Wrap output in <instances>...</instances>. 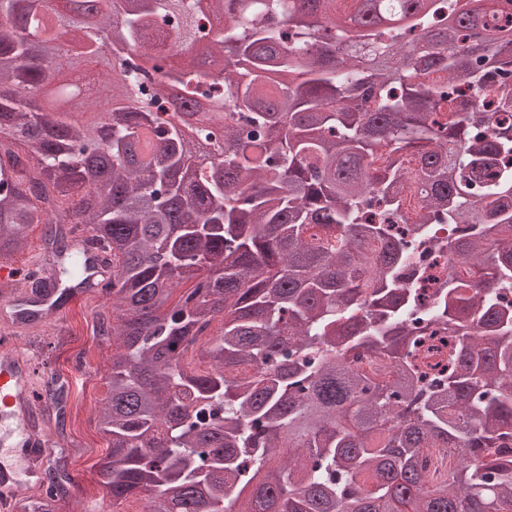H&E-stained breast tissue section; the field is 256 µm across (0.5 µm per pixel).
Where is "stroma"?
<instances>
[{
  "mask_svg": "<svg viewBox=\"0 0 512 512\" xmlns=\"http://www.w3.org/2000/svg\"><path fill=\"white\" fill-rule=\"evenodd\" d=\"M106 298L68 301L59 316L43 328H32L16 337L17 350L41 371L66 379L69 400L64 422H57L54 408H47L41 431L53 447L63 448L73 478L60 503V512H125L113 503L102 483L98 463L108 452V440L99 431L96 412L107 395L106 376L113 345L99 339L96 325L110 311Z\"/></svg>",
  "mask_w": 512,
  "mask_h": 512,
  "instance_id": "35a3bbf8",
  "label": "stroma"
}]
</instances>
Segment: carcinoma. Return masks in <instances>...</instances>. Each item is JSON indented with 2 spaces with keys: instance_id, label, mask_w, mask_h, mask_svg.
<instances>
[{
  "instance_id": "1",
  "label": "carcinoma",
  "mask_w": 512,
  "mask_h": 512,
  "mask_svg": "<svg viewBox=\"0 0 512 512\" xmlns=\"http://www.w3.org/2000/svg\"><path fill=\"white\" fill-rule=\"evenodd\" d=\"M220 18L201 27V9ZM406 14L383 24L379 13ZM500 0H0V266L34 224L103 252L97 426L140 512H512V16ZM39 35V54L24 36ZM79 121L54 87L103 57ZM198 105L201 159L158 112ZM425 177L415 215L404 187ZM67 225V231L55 225ZM317 224L331 237L312 242ZM433 224L455 225L443 243ZM454 274L427 308L419 244ZM192 286L180 295L182 282ZM36 288L16 321L62 307ZM220 331L205 345L213 322ZM381 360L371 376L354 365ZM46 394L64 409L65 384ZM20 512H58L64 466Z\"/></svg>"
}]
</instances>
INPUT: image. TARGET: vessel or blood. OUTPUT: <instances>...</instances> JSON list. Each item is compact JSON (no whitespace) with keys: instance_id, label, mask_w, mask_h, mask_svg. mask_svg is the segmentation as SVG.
<instances>
[{"instance_id":"1","label":"vessel or blood","mask_w":512,"mask_h":512,"mask_svg":"<svg viewBox=\"0 0 512 512\" xmlns=\"http://www.w3.org/2000/svg\"><path fill=\"white\" fill-rule=\"evenodd\" d=\"M112 265L103 254L83 250L73 273L74 281L109 277ZM39 409L35 400L33 372L26 359L10 346L0 347V447L21 449L11 467L0 466V486H38L41 476L40 451L49 441L36 423Z\"/></svg>"}]
</instances>
